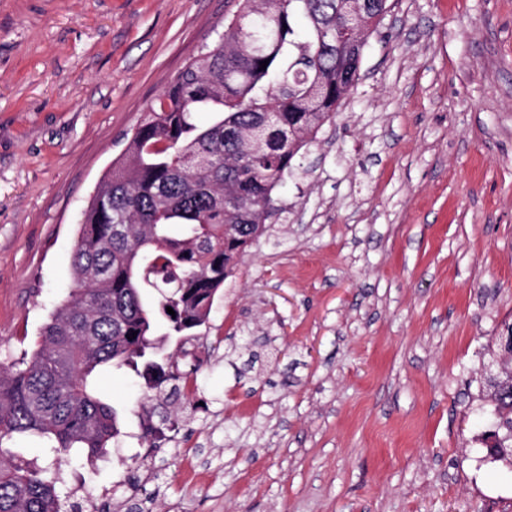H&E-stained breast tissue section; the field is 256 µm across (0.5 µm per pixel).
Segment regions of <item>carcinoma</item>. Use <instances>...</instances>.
<instances>
[{
	"label": "carcinoma",
	"instance_id": "cac0c4a2",
	"mask_svg": "<svg viewBox=\"0 0 512 512\" xmlns=\"http://www.w3.org/2000/svg\"><path fill=\"white\" fill-rule=\"evenodd\" d=\"M345 9L343 0H239V18L145 113L81 215L74 287L35 349L0 364V512H69L62 467L94 465L121 436L99 390L103 368L143 379L137 413L175 396L180 358L193 372L208 363L209 349L192 353L183 337L209 321L257 225L279 210L284 174L359 78L364 45L336 30ZM200 112L211 124H197ZM160 329L176 352L158 351ZM488 390L490 458L512 469V366ZM177 430L165 415L141 439ZM17 437L38 439L52 462L14 461Z\"/></svg>",
	"mask_w": 512,
	"mask_h": 512
}]
</instances>
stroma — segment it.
<instances>
[{"mask_svg":"<svg viewBox=\"0 0 512 512\" xmlns=\"http://www.w3.org/2000/svg\"><path fill=\"white\" fill-rule=\"evenodd\" d=\"M203 338L194 405L64 488L118 512H512L484 354L512 326V0H388ZM238 0H0V363L71 284L79 217Z\"/></svg>","mask_w":512,"mask_h":512,"instance_id":"stroma-1","label":"stroma"}]
</instances>
